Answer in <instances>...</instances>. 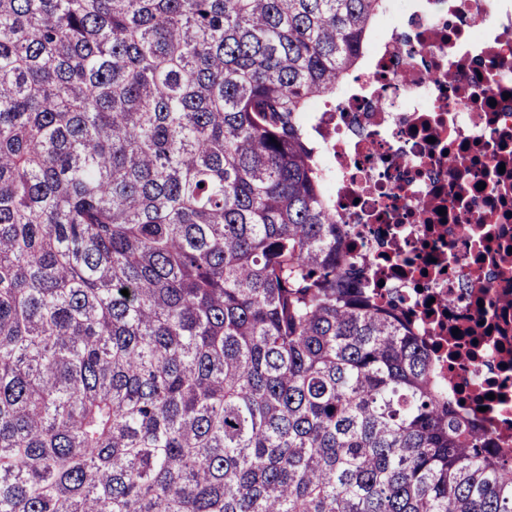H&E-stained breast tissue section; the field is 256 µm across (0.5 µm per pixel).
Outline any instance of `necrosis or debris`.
Listing matches in <instances>:
<instances>
[{
    "mask_svg": "<svg viewBox=\"0 0 512 512\" xmlns=\"http://www.w3.org/2000/svg\"><path fill=\"white\" fill-rule=\"evenodd\" d=\"M314 133L365 287L404 299L451 398L512 449V0H384Z\"/></svg>",
    "mask_w": 512,
    "mask_h": 512,
    "instance_id": "obj_1",
    "label": "necrosis or debris"
}]
</instances>
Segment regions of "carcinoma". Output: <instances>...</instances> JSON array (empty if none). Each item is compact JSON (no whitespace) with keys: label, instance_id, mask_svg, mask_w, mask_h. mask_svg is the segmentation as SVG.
Here are the masks:
<instances>
[{"label":"carcinoma","instance_id":"carcinoma-1","mask_svg":"<svg viewBox=\"0 0 512 512\" xmlns=\"http://www.w3.org/2000/svg\"><path fill=\"white\" fill-rule=\"evenodd\" d=\"M381 6L0 0V512H512L304 124Z\"/></svg>","mask_w":512,"mask_h":512}]
</instances>
